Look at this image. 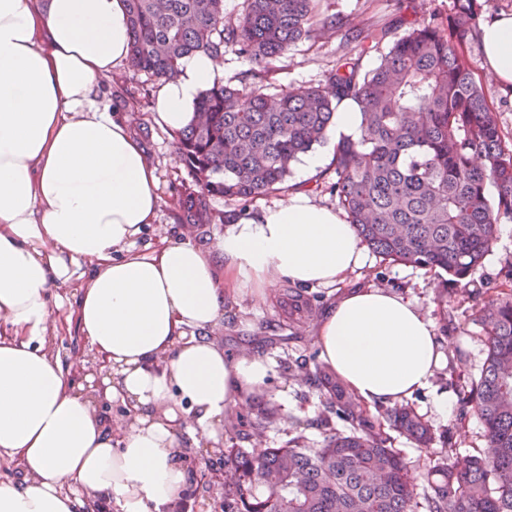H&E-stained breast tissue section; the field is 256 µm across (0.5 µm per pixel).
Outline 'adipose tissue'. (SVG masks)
<instances>
[{
  "mask_svg": "<svg viewBox=\"0 0 512 512\" xmlns=\"http://www.w3.org/2000/svg\"><path fill=\"white\" fill-rule=\"evenodd\" d=\"M484 63L512 89V13L479 28ZM130 63L125 0H0V512H172L188 479L182 434L214 436L247 408L274 360L224 352L209 332L230 298L284 285L331 289L322 362L369 408L430 387L448 362L433 320L391 290L347 286L369 260L354 227L302 189L226 218L208 248L132 246L160 208L158 176L100 80ZM219 75L186 57L159 88L154 121L179 131ZM84 272L77 328L104 371L92 392L48 349L58 282ZM103 401L127 407L114 425Z\"/></svg>",
  "mask_w": 512,
  "mask_h": 512,
  "instance_id": "ef3b65f1",
  "label": "adipose tissue"
}]
</instances>
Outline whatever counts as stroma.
Listing matches in <instances>:
<instances>
[{
	"instance_id": "1",
	"label": "stroma",
	"mask_w": 512,
	"mask_h": 512,
	"mask_svg": "<svg viewBox=\"0 0 512 512\" xmlns=\"http://www.w3.org/2000/svg\"><path fill=\"white\" fill-rule=\"evenodd\" d=\"M453 0H321L320 10L326 15L342 19L344 29L332 36L316 41L299 43L282 58L268 81L274 91L284 92L304 85H319L336 62L337 57L358 49L360 35L366 34L372 23L405 17L418 24L434 18L443 19L450 13ZM464 54L477 78L486 88L490 103L499 114L505 143L512 148V91L501 90L484 65L481 43L470 36ZM160 79L128 67H118L106 78L104 87L113 101L127 102L133 107L131 121L135 132L143 141L148 157L157 169L161 205L154 224L146 227L141 243L158 244L167 236L187 233L193 242L209 247L223 233L220 224H182L180 211L173 205L184 189L191 185V173L176 158V136L157 126L153 120ZM512 269V234L497 235L489 254L481 266L466 278L442 285L440 277L431 270L393 263L378 255H370L369 263L349 279L350 286H381L414 299L421 310L433 319L437 336L448 348V367L438 370L434 383L449 392L457 387L451 377L452 369L464 371L466 377L479 378L487 357L486 336L480 317L496 290L505 282ZM81 280L71 279L59 285L57 292L63 305L53 312L52 345L63 360L84 358L82 369L76 370V382H85L96 374L99 360L68 315L75 309ZM318 304L312 313L294 310L287 295H280L270 304L262 305L250 299L230 300L224 306V318L213 330L212 336L230 354L255 350L269 355L276 368L267 385L261 389V404H249L248 415H256L258 407L274 410L276 424L266 429L260 438L245 440L248 448H280L295 435L296 423H305L304 434L309 447H321L330 434L323 425L324 393L314 388L310 378L316 370L310 354L317 352L314 331L331 297L326 290H318ZM431 392L424 391L411 399L417 413L434 429L435 433L453 432L456 441L454 461H464L474 449L485 443L484 427L475 414L460 416L452 412L448 418L438 416L432 407ZM229 432L217 431L215 437H184L191 474L185 492L188 512H221L204 487L211 475L217 473L220 463L210 455L211 447L230 446ZM395 448L407 463L418 494L427 491L429 468L444 462L446 456L441 443L420 448L403 436H396Z\"/></svg>"
}]
</instances>
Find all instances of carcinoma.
<instances>
[{"mask_svg": "<svg viewBox=\"0 0 512 512\" xmlns=\"http://www.w3.org/2000/svg\"><path fill=\"white\" fill-rule=\"evenodd\" d=\"M133 68L169 80L183 58L224 57L229 45L261 65L254 85H214L198 98L199 119L176 133L178 158L194 186L180 201L187 224H222L215 198L249 202L282 189L300 156L323 142L340 102L359 108L357 137L343 136L327 190L347 221L385 260L439 269L461 279L481 265L502 215H512V149L498 113L464 57L489 0H453L448 22L398 33L376 23L358 53H344L319 85L283 95L263 85L288 51L340 29L319 0H243L224 17V0H126ZM375 50L378 64L365 69ZM497 190L489 199L486 184ZM488 355L479 380L464 385L461 414L477 413L486 444L463 468L445 463L428 474L424 512H512V273L481 317ZM328 413L352 424L310 448L301 434L283 448L222 451V512H418L407 465L381 418L423 448L435 432L414 407L370 411L326 371H318ZM258 418H230L236 436L267 428Z\"/></svg>", "mask_w": 512, "mask_h": 512, "instance_id": "carcinoma-1", "label": "carcinoma"}]
</instances>
